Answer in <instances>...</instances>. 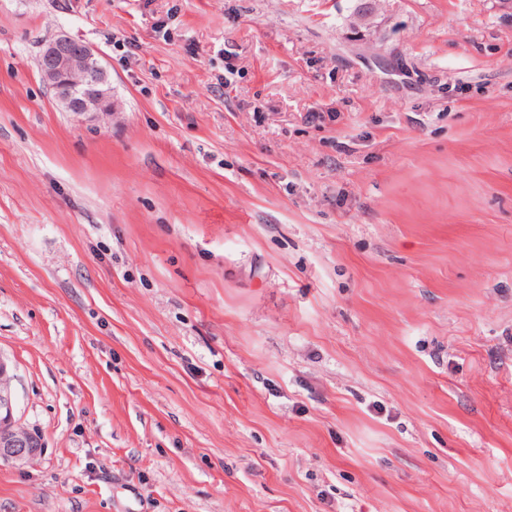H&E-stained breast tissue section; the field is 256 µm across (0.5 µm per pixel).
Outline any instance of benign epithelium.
<instances>
[{"instance_id":"obj_1","label":"benign epithelium","mask_w":512,"mask_h":512,"mask_svg":"<svg viewBox=\"0 0 512 512\" xmlns=\"http://www.w3.org/2000/svg\"><path fill=\"white\" fill-rule=\"evenodd\" d=\"M56 102L76 115L118 111L106 68L87 43L59 35L45 43L37 61ZM11 364L0 355V463L23 464L41 453L40 437L17 416Z\"/></svg>"}]
</instances>
